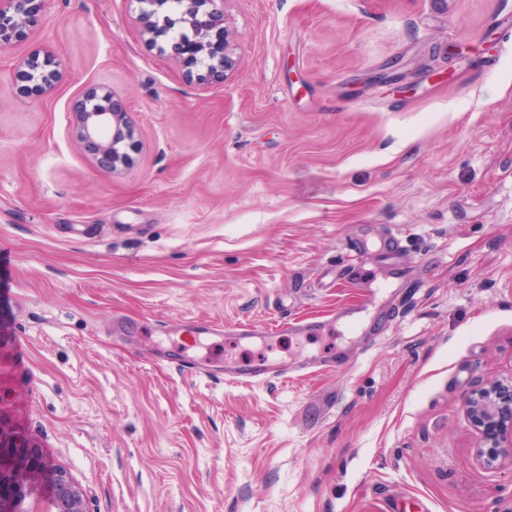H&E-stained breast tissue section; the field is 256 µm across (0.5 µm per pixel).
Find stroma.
Listing matches in <instances>:
<instances>
[{
	"label": "stroma",
	"mask_w": 512,
	"mask_h": 512,
	"mask_svg": "<svg viewBox=\"0 0 512 512\" xmlns=\"http://www.w3.org/2000/svg\"><path fill=\"white\" fill-rule=\"evenodd\" d=\"M136 0H49L0 52V425L87 512H512L465 399L512 378V0H224L238 66L202 82ZM50 50L33 99L16 63ZM399 60L398 78L374 77ZM111 87L133 164L74 103ZM363 253L370 338L338 332ZM327 325L258 342L199 326ZM63 64L60 58L51 51H36L23 58L17 70V77L29 83L28 94L35 98L49 96L62 80ZM73 112L79 143L92 152L98 168L115 173L132 165L121 145L133 140L134 128L110 87L101 86L78 100ZM285 370L283 366L263 358L237 367L235 374L245 381H250L252 379L266 377L270 374L281 373Z\"/></svg>",
	"instance_id": "stroma-1"
}]
</instances>
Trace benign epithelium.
<instances>
[{
    "label": "benign epithelium",
    "mask_w": 512,
    "mask_h": 512,
    "mask_svg": "<svg viewBox=\"0 0 512 512\" xmlns=\"http://www.w3.org/2000/svg\"><path fill=\"white\" fill-rule=\"evenodd\" d=\"M48 0H0V51L25 38ZM162 0H137L142 32L153 38L169 37V56L204 69V77L223 80L237 60L224 26V0H180V17L158 16L155 6ZM63 64L51 51H36L23 58L17 77L27 83L28 94L49 96L62 80ZM73 112L79 143L88 148L98 168L115 173L130 167L133 159L123 145L134 138L127 112L102 86L78 100ZM467 413L484 433L476 449L487 465H512V382L491 383L466 403ZM51 482L49 500L54 512H85L83 493L66 470L51 466L42 448L0 426V512H32L27 498L35 484Z\"/></svg>",
    "instance_id": "1"
}]
</instances>
